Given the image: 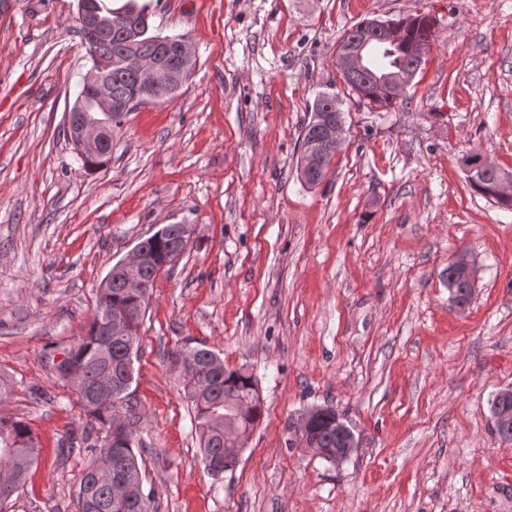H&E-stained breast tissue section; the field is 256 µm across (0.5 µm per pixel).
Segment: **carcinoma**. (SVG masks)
Wrapping results in <instances>:
<instances>
[{"label": "carcinoma", "mask_w": 512, "mask_h": 512, "mask_svg": "<svg viewBox=\"0 0 512 512\" xmlns=\"http://www.w3.org/2000/svg\"><path fill=\"white\" fill-rule=\"evenodd\" d=\"M150 5L140 0H78V11L96 12L114 19L112 29L96 38L82 37L92 64L101 59L112 63L106 71L112 83V99L130 102L132 107L160 103L179 90L163 88L153 98L139 96L132 73L124 64L129 42H134L141 57L154 59L168 51L169 36L154 35L150 31ZM407 29L402 42L384 48L368 41L371 71L362 75L343 76L346 84L368 104L390 106L396 97L389 93L385 82L376 75L390 76L406 70H416L422 59L417 50H428L435 27L427 15L405 18ZM371 22L365 21L347 31L340 40L341 48L354 45L365 38ZM336 104V96L319 95L312 106L311 116L301 130V155L298 165L300 180L316 186L326 177L336 144L324 140L319 120L329 105ZM82 118L109 128L117 127L126 116L124 111L103 115L93 111L90 104L82 106ZM501 176L498 170L469 178L472 189L494 200L504 209H512V194L494 191ZM181 225L168 224L149 238L139 242L151 259L142 267L141 280L153 286L157 274L175 260L174 246L179 241ZM448 290L452 300L467 303L471 300L469 286L463 281L454 264L448 265ZM149 297L137 288L128 286L119 265L112 266L100 289L88 332L66 351V357L55 365L60 377L71 383L78 402L91 419L90 428L81 437L67 442L68 451L89 452L91 461L106 456L112 468L94 470L87 465L77 495L79 512H150V497L143 490L136 398L131 391L134 373L133 357L139 352V330L146 313ZM114 317L125 320L129 335H111L108 322ZM175 362L181 366L184 393L191 401L196 419L200 451L208 471L215 477L224 474V448L228 447L224 426L235 427L248 435L260 420L261 402L254 380L248 370H227L224 361L213 351L195 348L175 353ZM336 414L333 408L318 409L317 425L312 441L317 448H339L345 433L326 419ZM39 456L38 443L29 426L21 419L0 415V508L19 491L27 472L18 466V460L34 463Z\"/></svg>", "instance_id": "obj_1"}]
</instances>
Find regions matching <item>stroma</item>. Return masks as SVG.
Masks as SVG:
<instances>
[{"mask_svg":"<svg viewBox=\"0 0 512 512\" xmlns=\"http://www.w3.org/2000/svg\"><path fill=\"white\" fill-rule=\"evenodd\" d=\"M152 28L196 65L112 131L87 174L66 114L90 61L77 0H0V414L40 456L0 512H77L88 426L55 370L112 266L168 224L196 232L158 273L134 364L143 489L155 512H512V441L490 402L512 387V210L460 159L512 171V0H151ZM417 15L434 39L403 96L359 102L336 65L365 20ZM336 95L345 141L326 179L298 177L299 135ZM478 271L465 306L445 271ZM251 371L262 417L211 476L174 351ZM330 406L358 448L306 452L302 415ZM502 175L499 170H492L478 175L475 179L467 174L472 189L488 199H493L501 208L512 209V194L502 195L494 191L497 179Z\"/></svg>","mask_w":512,"mask_h":512,"instance_id":"35a3bbf8","label":"stroma"}]
</instances>
